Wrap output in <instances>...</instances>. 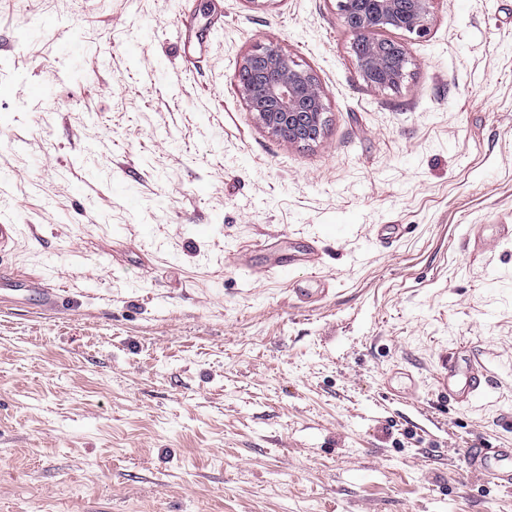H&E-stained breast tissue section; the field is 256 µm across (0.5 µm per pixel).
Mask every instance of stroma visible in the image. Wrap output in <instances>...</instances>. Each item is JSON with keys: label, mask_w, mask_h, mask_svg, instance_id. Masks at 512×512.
Wrapping results in <instances>:
<instances>
[{"label": "stroma", "mask_w": 512, "mask_h": 512, "mask_svg": "<svg viewBox=\"0 0 512 512\" xmlns=\"http://www.w3.org/2000/svg\"><path fill=\"white\" fill-rule=\"evenodd\" d=\"M387 36L391 88L336 0H0V268L67 299L0 288V512H512V0ZM271 39L318 141L246 104ZM243 94L250 112L271 134L287 143H310L325 132V94L316 77L299 69L270 40L249 54L241 66ZM484 373L474 368L460 369L457 362L448 361V377L444 379V388L449 397L457 400L467 399L478 391L483 383ZM468 461L473 473L512 486V448H471Z\"/></svg>", "instance_id": "1"}]
</instances>
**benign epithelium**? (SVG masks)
Here are the masks:
<instances>
[{"label":"benign epithelium","mask_w":512,"mask_h":512,"mask_svg":"<svg viewBox=\"0 0 512 512\" xmlns=\"http://www.w3.org/2000/svg\"><path fill=\"white\" fill-rule=\"evenodd\" d=\"M434 0H366V8L353 17L347 10L349 0H336L344 26L359 34L361 43L356 58L362 77L374 83L382 74L392 86L406 78L407 55L396 43L392 57L373 38L386 29L382 22L394 20L395 28L418 36L427 31L430 8ZM241 73L249 76L242 83L250 111L271 134L287 143H310L319 140L326 129L325 94L316 77L299 69L271 40L258 47L243 61Z\"/></svg>","instance_id":"1"}]
</instances>
